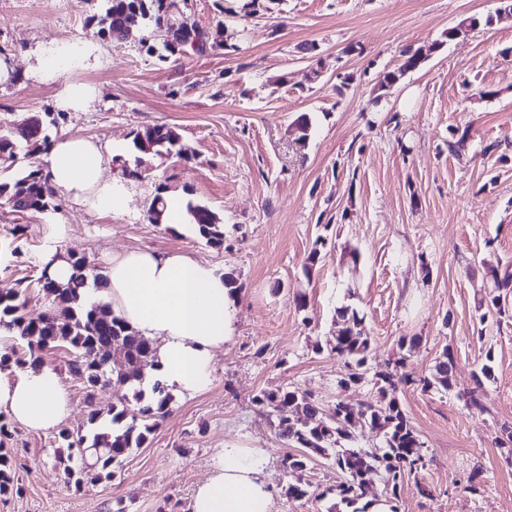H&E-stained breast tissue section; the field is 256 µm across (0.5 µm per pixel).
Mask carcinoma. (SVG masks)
<instances>
[{
    "label": "carcinoma",
    "mask_w": 512,
    "mask_h": 512,
    "mask_svg": "<svg viewBox=\"0 0 512 512\" xmlns=\"http://www.w3.org/2000/svg\"><path fill=\"white\" fill-rule=\"evenodd\" d=\"M138 8L141 19L130 38L147 46L143 29L152 27L167 33L171 43L178 45L192 41L191 52L204 54L218 49L228 50L220 39V31L210 32L198 26L188 27L181 23L185 0H106L104 9L94 19L121 24L132 8ZM494 17L468 15L460 18L448 28L447 39L454 40L473 30L492 25ZM440 47L434 42L416 49L411 47L402 52L403 62L395 70L380 75L378 89L387 90L388 85L402 79L408 72L418 69L429 59L430 54ZM34 129L14 130L0 126V164L9 169L19 159V151L26 154L42 153L49 149L51 140L42 117ZM133 148L144 154L169 157L180 154L172 131L164 124H155L137 132L132 139ZM56 190L41 168L21 169L9 179L0 181V199L17 212H45L53 207ZM166 209V198L162 189H157L152 198L147 220L160 224ZM187 209L197 227L199 236L214 248L224 247V224L208 206L188 201ZM68 264L72 276L66 283L52 279L42 272L44 283L40 290L49 302V309L37 320L27 317L26 302L20 299L22 291L0 294V328L14 333L28 351L11 348L17 361L31 364L43 362L42 354L58 348L70 351L69 371L84 383L88 403L86 431L71 432L63 429L58 433V445L68 450L67 461H77V467L67 465L64 472L67 479H75V485L83 482L98 483L109 481L114 467L134 448H142L148 436L155 430L157 422L165 416L171 396L160 381H155L151 396L145 397L137 388L141 383L137 372H113L110 369L112 352H123L127 360L137 364L153 358V343L140 336L123 319L114 315L107 304L90 303L85 300L86 273L94 272L98 289L106 287V277L88 257L71 255ZM342 327L335 336L331 352L343 361L345 373L340 383L355 385L364 378L363 368L371 348V339L363 334L360 319L356 313L339 311ZM450 362L441 361L435 366L434 380L425 379L427 387L439 384L448 390L452 387ZM112 385L118 403L107 414L94 408L95 387L100 383ZM376 385L379 398L376 402L365 403L357 410V418L339 415L333 409L331 415L324 414L313 395L297 390L281 389L263 391L256 396L258 406L277 414L278 434L287 444L297 447V452L288 453L285 463L295 472L306 470L313 458L319 455L340 472L344 480L336 485L342 512H369L371 502L364 501L367 491L377 477L384 482L392 497L403 480L424 470L426 465L424 442L409 424L396 397L398 378L392 372L377 374ZM140 404V423L126 424L125 405L130 400ZM384 432V446L381 450L347 448L345 444L354 439L358 426ZM14 487L11 458L0 453V494Z\"/></svg>",
    "instance_id": "carcinoma-1"
}]
</instances>
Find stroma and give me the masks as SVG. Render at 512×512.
Instances as JSON below:
<instances>
[{"mask_svg":"<svg viewBox=\"0 0 512 512\" xmlns=\"http://www.w3.org/2000/svg\"><path fill=\"white\" fill-rule=\"evenodd\" d=\"M241 4L188 0L189 22L223 27L231 49L164 62L154 53L163 31L148 30L144 46L101 38L95 16L103 0H0V57L18 75L0 83V123L50 115L51 138L108 145L106 175L118 176L122 159L140 173L120 211L90 212L62 193L57 210L43 213H15L0 200V292L24 289L29 318L47 309L36 280L54 224L69 227L65 252L99 268L126 250L186 251L239 286L234 336L216 356L210 388L175 398L112 480L68 482L57 431L10 423L0 447L23 492L0 494V512H190L214 449L227 440L265 450L274 512H329L325 491L338 472L318 456L306 471L287 470L276 416L254 398L286 387L326 408L341 401L355 409L376 400L377 372L400 358L415 380L397 398L425 443L427 465L401 486L398 512H512V454L497 443L502 426H512V292L500 308L479 306L493 273L512 271V57L503 55L512 14L501 0H259L250 17ZM472 14L494 22L446 40ZM78 38L99 58L67 77L99 94L88 111L66 114L56 104L59 82L32 68ZM434 42L438 50L419 69L379 92V74L399 67L403 50ZM310 43L316 52H306ZM155 124L177 133L181 156H138L135 133ZM461 131L468 139L459 149ZM160 188L215 211L223 248L149 223ZM342 306L372 339L365 377L349 388L330 349ZM412 337L415 346H401ZM447 351L451 389H423L421 378ZM70 358L61 348L45 361L69 392L63 426L76 431L86 425V391ZM477 386L479 410L463 398ZM473 473L471 493L464 486ZM298 483L311 495L288 498V485ZM422 483L433 497L419 494Z\"/></svg>","mask_w":512,"mask_h":512,"instance_id":"1","label":"stroma"}]
</instances>
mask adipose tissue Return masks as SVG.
<instances>
[{
	"label": "adipose tissue",
	"instance_id": "adipose-tissue-1",
	"mask_svg": "<svg viewBox=\"0 0 512 512\" xmlns=\"http://www.w3.org/2000/svg\"><path fill=\"white\" fill-rule=\"evenodd\" d=\"M91 43L77 39L43 58L40 77L61 81L57 104L86 111L98 91L69 81L65 72L86 62ZM103 148L76 136L56 139L42 156L54 188L89 211L124 208L128 189L103 176ZM99 297L115 315L155 346L153 372L171 394L192 396L212 383L215 353L234 335L237 296L224 285V272L184 252L130 250L113 255ZM0 411L32 431L56 429L70 414L68 393L51 365L25 371L0 370ZM263 449L229 440L215 450L210 473L197 485L191 512H273L274 492Z\"/></svg>",
	"mask_w": 512,
	"mask_h": 512
}]
</instances>
